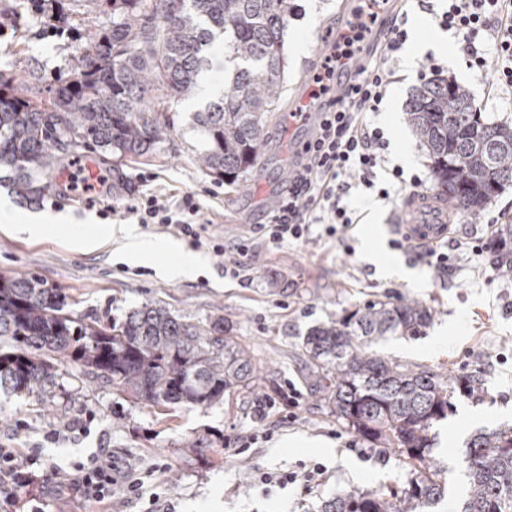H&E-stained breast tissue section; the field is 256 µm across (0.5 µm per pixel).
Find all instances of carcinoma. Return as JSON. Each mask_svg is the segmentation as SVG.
Wrapping results in <instances>:
<instances>
[{
  "instance_id": "cac0c4a2",
  "label": "carcinoma",
  "mask_w": 512,
  "mask_h": 512,
  "mask_svg": "<svg viewBox=\"0 0 512 512\" xmlns=\"http://www.w3.org/2000/svg\"><path fill=\"white\" fill-rule=\"evenodd\" d=\"M293 0H112V26L88 30L70 77L53 95L21 96L0 87V171L20 200L53 186L59 152L92 150L122 160L154 150L171 134L166 99L197 96L208 52L224 44L233 64L221 98L194 113L209 146L204 171L234 184L259 158L266 117L285 76L283 36ZM410 123L432 163L435 187L464 213L484 209L512 183V125L486 123L468 90L427 81L410 102ZM492 267L512 277V224L497 230ZM69 297L36 276H0V389L45 397L56 365L80 364L92 377L147 407L208 405L255 373L249 350L224 335V318L190 324L158 301L124 320L74 317ZM430 310L409 299L370 301L313 327L302 341L313 390L328 396L355 433L401 449L409 487L338 494L322 512H425L446 487L429 465L430 430L448 417L454 380L382 356L386 336H419ZM463 466L470 489L457 512H512V427L474 436Z\"/></svg>"
}]
</instances>
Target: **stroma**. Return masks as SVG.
I'll return each instance as SVG.
<instances>
[{"label":"stroma","mask_w":512,"mask_h":512,"mask_svg":"<svg viewBox=\"0 0 512 512\" xmlns=\"http://www.w3.org/2000/svg\"><path fill=\"white\" fill-rule=\"evenodd\" d=\"M294 3L297 12L289 16L284 32L288 68L282 106L267 124V144L258 165L233 186L197 167L194 156L206 140L194 125L193 114L206 98L176 100L167 111L174 123L171 136L151 153L121 165L124 188L115 195V203L130 202L146 186L173 204L192 192L209 223V234L226 239L261 221L287 184L298 143L305 136L289 127L286 115L316 111L312 78L322 70L331 31L345 26L354 7L352 0ZM1 14L12 16L15 26L0 31V73L22 76L25 89L40 93L71 70L88 28L112 23L110 0H101L90 11L70 13L63 36L48 29L28 0H0ZM312 14L317 23L310 28L308 45L297 48L293 32L304 27ZM447 63L445 78L469 91L488 122L512 125V103L486 107L481 77L466 67L458 53H451ZM419 85L418 77L399 70L394 83L402 92L398 104L384 106L372 117L387 133L389 167L401 166L408 174L430 167L407 116ZM404 139L414 144L408 160L397 153ZM1 200L19 211L62 213L70 221L53 225L39 237L0 227V274L40 276L68 295L69 310L76 316L120 320L143 303L159 300L193 324L223 317L230 335L249 347L257 367L251 389L208 406L164 411L125 401L111 386L70 363L58 366L57 386L45 398L0 392V448L16 449L22 456L40 449L43 469L69 466L100 448L112 449L116 457L141 471L162 464L165 470L159 480L169 512H320L323 502L340 493L404 489L410 475L398 449L362 438L337 420L327 400L310 394L300 349L312 327L387 296L422 302L431 319L421 335L380 340L378 353L446 377L465 374L478 383L473 395L455 398L452 412L432 430L431 458L446 484V494L433 512H456L466 497L469 484L462 460L473 436L512 425V278L493 271L490 251L476 255L468 248L475 240L492 242L496 231L492 218L503 211L512 213V186L477 214L457 215L448 235L464 246L447 271L429 266L412 250L394 248L393 226L400 219L402 203H387L374 190L360 186L353 191L351 205L361 217L348 231L346 242L324 236L304 245L260 251L249 260L242 279L225 275L222 258L207 246L198 250L205 260L200 274L176 280L157 276V266L169 260L162 252L146 266L117 257L108 244L93 251L76 250L71 243L75 232L95 234L122 221L81 197H61L51 191L27 203L0 185ZM373 207L382 218L381 249L368 255L363 233ZM388 257L424 274V284L385 274L383 262ZM268 400L272 408H267L265 419H257L258 406ZM85 418L90 421L88 433H72L56 444L46 442V433L61 422ZM269 423L275 426L269 441L242 453L228 446L222 462L212 461L207 442L228 441L263 430ZM310 462L326 469L323 485L312 495H302L295 484L268 492L259 481L263 473L291 472ZM17 500L19 512H27L33 501L40 512H138L140 508L120 487L105 504L77 497L57 483L34 484L18 491Z\"/></svg>","instance_id":"1"}]
</instances>
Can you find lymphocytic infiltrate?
Wrapping results in <instances>:
<instances>
[{
    "instance_id": "obj_1",
    "label": "lymphocytic infiltrate",
    "mask_w": 512,
    "mask_h": 512,
    "mask_svg": "<svg viewBox=\"0 0 512 512\" xmlns=\"http://www.w3.org/2000/svg\"><path fill=\"white\" fill-rule=\"evenodd\" d=\"M387 2L362 0L329 42L323 71L313 77V94L329 93L333 99L319 113L275 208L263 222L248 225L229 241L214 243V253L224 259L225 274L239 276L246 260L259 250L308 242L313 225H324L327 235L340 238L353 224L347 203L351 191L360 185L374 186L389 147L383 129L371 124L368 115L380 111L409 39L405 20L392 18L383 53L365 55L364 44ZM436 19L442 29L455 34L467 66L485 79L488 100L512 99V0H446ZM341 71L347 80L339 84L335 76ZM122 213L142 224L174 228L197 246L206 230L200 204L190 193L173 207L152 192H143ZM38 458L34 451L21 461L15 449L0 448V490L5 493L0 512H12L17 504L15 490L38 478L46 484L57 479L54 469L35 476L32 467ZM67 484L98 503L107 502L114 487L120 486L129 498L144 503L143 512H159L161 494L155 486L146 484L135 469L121 467L106 449L74 463Z\"/></svg>"
}]
</instances>
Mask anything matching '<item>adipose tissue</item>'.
Listing matches in <instances>:
<instances>
[{"label": "adipose tissue", "mask_w": 512, "mask_h": 512, "mask_svg": "<svg viewBox=\"0 0 512 512\" xmlns=\"http://www.w3.org/2000/svg\"><path fill=\"white\" fill-rule=\"evenodd\" d=\"M107 242L115 244L118 255L128 261L146 263L152 261L158 252H167L171 261L161 268L160 274L169 279L197 276L203 265L200 256L182 250L176 244L152 240L125 225L106 227L99 236L77 233L72 238L73 246L81 251L94 250Z\"/></svg>", "instance_id": "obj_1"}]
</instances>
